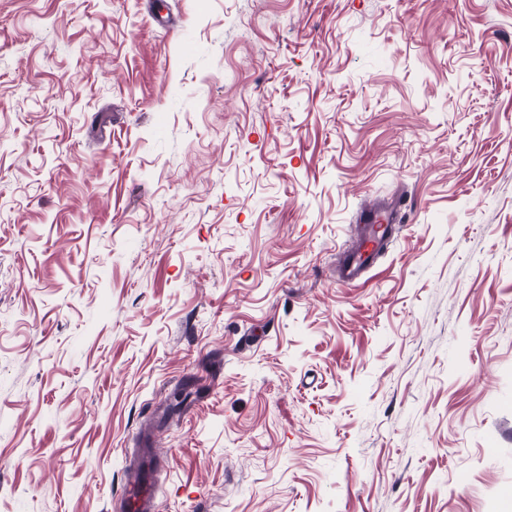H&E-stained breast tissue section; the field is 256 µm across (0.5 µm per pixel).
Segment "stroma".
<instances>
[{
    "label": "stroma",
    "instance_id": "obj_1",
    "mask_svg": "<svg viewBox=\"0 0 512 512\" xmlns=\"http://www.w3.org/2000/svg\"><path fill=\"white\" fill-rule=\"evenodd\" d=\"M142 433L158 512H512V0H0V512ZM384 212L395 221L397 209L392 203L364 209L359 215L358 222L364 225L357 243L346 253L341 268L340 278L346 285L356 284L364 278L392 233L393 226L382 223Z\"/></svg>",
    "mask_w": 512,
    "mask_h": 512
}]
</instances>
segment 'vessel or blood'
Instances as JSON below:
<instances>
[{
	"mask_svg": "<svg viewBox=\"0 0 512 512\" xmlns=\"http://www.w3.org/2000/svg\"><path fill=\"white\" fill-rule=\"evenodd\" d=\"M394 204L376 206L362 211L358 217L362 230L357 243L346 253L341 280L348 285L361 281L384 247L393 227L383 221L384 215H396ZM165 462L155 450L151 436H143L134 460L126 472L124 512H155L156 487Z\"/></svg>",
	"mask_w": 512,
	"mask_h": 512,
	"instance_id": "b4317fda",
	"label": "vessel or blood"
}]
</instances>
